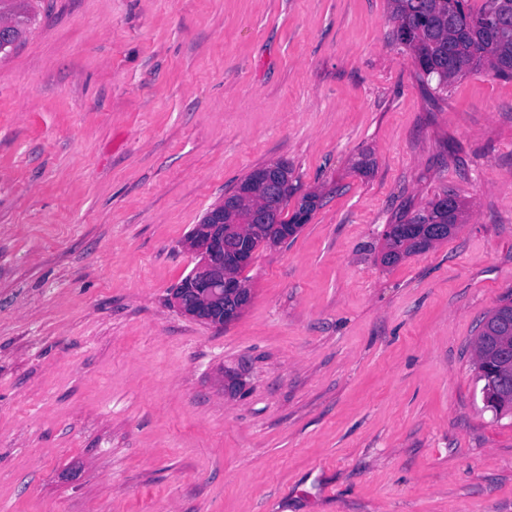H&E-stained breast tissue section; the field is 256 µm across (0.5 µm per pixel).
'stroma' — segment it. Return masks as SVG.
I'll return each mask as SVG.
<instances>
[{"instance_id":"35a3bbf8","label":"stroma","mask_w":512,"mask_h":512,"mask_svg":"<svg viewBox=\"0 0 512 512\" xmlns=\"http://www.w3.org/2000/svg\"><path fill=\"white\" fill-rule=\"evenodd\" d=\"M0 58V512H512L475 381L512 294V79L425 88L387 0H32ZM292 169L218 328L194 224ZM447 241L383 233L442 190ZM445 195H448V201L445 200L448 205L442 199ZM455 197V207L448 209V206L453 204V196L448 190H443L406 220L390 224L394 233L384 234L382 263L387 266L394 265L406 257L424 252L434 244L447 240L456 230L458 222H461L463 214V203L457 195ZM512 304V299L507 298L501 301V303L491 310L488 315L481 321L479 325V330L476 338V356H477V369H478V380L482 381L480 374V369H483V359L487 350L490 349L491 344L495 342L496 336H505L502 338V341L508 342L511 347V336H508V331L506 330L504 324L502 323L501 314L504 311H507Z\"/></svg>"}]
</instances>
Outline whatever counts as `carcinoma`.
<instances>
[{
	"label": "carcinoma",
	"instance_id": "carcinoma-1",
	"mask_svg": "<svg viewBox=\"0 0 512 512\" xmlns=\"http://www.w3.org/2000/svg\"><path fill=\"white\" fill-rule=\"evenodd\" d=\"M28 0H0V57L7 56L22 37L31 16L25 6ZM389 19L394 23L396 38L409 50L421 83L437 92L448 90V83L485 69L493 76L512 78V0H387ZM281 170L285 188L277 195L267 193L257 180L256 169L240 181L225 197L236 201V209L225 213L230 224L249 223L251 211L269 213L272 224L259 230L255 239L275 237L281 244L294 236L301 224L282 218L292 185L288 163H273ZM444 190L410 217L392 225L393 234H384L381 261L390 266L402 259L424 252L448 239L463 214L458 201L450 209L444 203ZM512 307L507 298L481 321L476 338L477 369L498 336L511 343L501 314Z\"/></svg>",
	"mask_w": 512,
	"mask_h": 512
}]
</instances>
